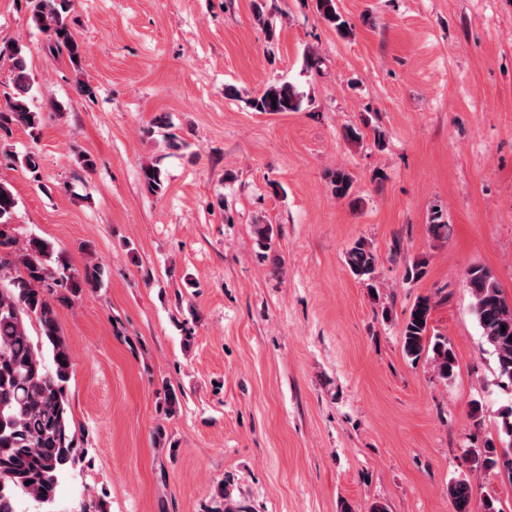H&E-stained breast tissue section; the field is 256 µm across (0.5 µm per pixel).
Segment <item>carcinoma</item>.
Here are the masks:
<instances>
[{"label": "carcinoma", "mask_w": 512, "mask_h": 512, "mask_svg": "<svg viewBox=\"0 0 512 512\" xmlns=\"http://www.w3.org/2000/svg\"><path fill=\"white\" fill-rule=\"evenodd\" d=\"M31 21L46 35L49 52L67 56L75 71L85 54L84 45L72 34L69 15L74 0H29ZM321 19L342 35L349 34L348 23L338 11L336 0H317ZM11 61L14 93L0 106V136L22 126L35 132L39 113L31 107L33 82L27 70L25 46L17 39L0 43V56ZM303 96L289 82L269 85L249 100L257 112H297ZM146 188L158 193L163 180L157 167H142ZM332 195H350L352 176L343 169L328 177ZM17 199L10 188L0 183V246L12 249L0 268L11 272L0 275V512H15L19 492L40 505L51 504L64 472L83 459L84 449L72 432L68 417L66 383L73 367L70 347L61 333L57 312L47 293L55 288L77 295L84 289L100 287V268L88 265L77 274L59 272L51 265V250L38 238L19 245L12 231V216ZM428 231L433 239L448 238V221L442 210L429 217ZM376 254L360 240L345 251V264L356 278L373 287ZM472 296V311L486 343L493 349L503 382L512 387V301L502 292L496 276L485 266L473 265L467 272ZM435 302L420 296L411 307L402 327L404 355L416 361L430 355L434 371L447 380L454 375L455 352L448 340L430 333ZM38 324L32 336L28 322ZM51 352L54 368H46L43 349ZM504 422L509 437L505 446L486 440L469 449L474 462L484 468L501 465L512 478V410ZM454 512H503L499 500L491 495L476 498L473 486L459 479L448 487Z\"/></svg>", "instance_id": "cac0c4a2"}]
</instances>
